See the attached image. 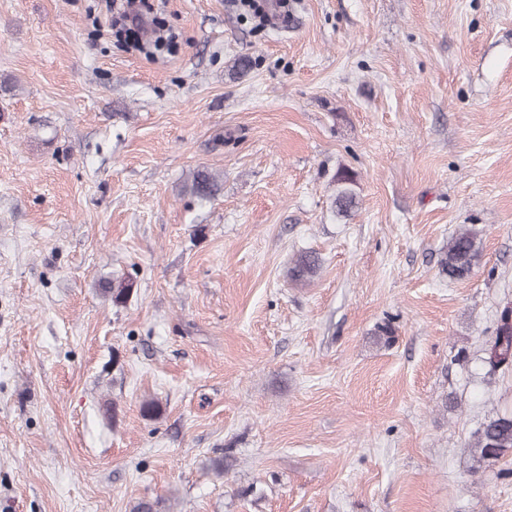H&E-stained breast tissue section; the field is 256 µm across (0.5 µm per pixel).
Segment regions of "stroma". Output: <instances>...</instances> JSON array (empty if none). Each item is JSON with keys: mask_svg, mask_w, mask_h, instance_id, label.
<instances>
[{"mask_svg": "<svg viewBox=\"0 0 512 512\" xmlns=\"http://www.w3.org/2000/svg\"><path fill=\"white\" fill-rule=\"evenodd\" d=\"M238 2L159 0L178 41L152 57L98 34L102 0H0V512H512L466 454L512 411L482 362L512 302V0L260 26ZM464 227L482 253L451 282ZM190 192L201 202L209 201L219 190L218 180L205 170L193 172ZM334 195L332 201L333 211L336 216L344 218L349 216L357 207V197L352 189L355 175L348 170H339L333 178ZM482 252V242L473 228H464L448 239V245L438 261L439 273L449 281H461L469 276ZM319 258L312 251H303L298 254L288 274L292 280L305 281L314 277L319 269Z\"/></svg>", "mask_w": 512, "mask_h": 512, "instance_id": "35a3bbf8", "label": "stroma"}]
</instances>
